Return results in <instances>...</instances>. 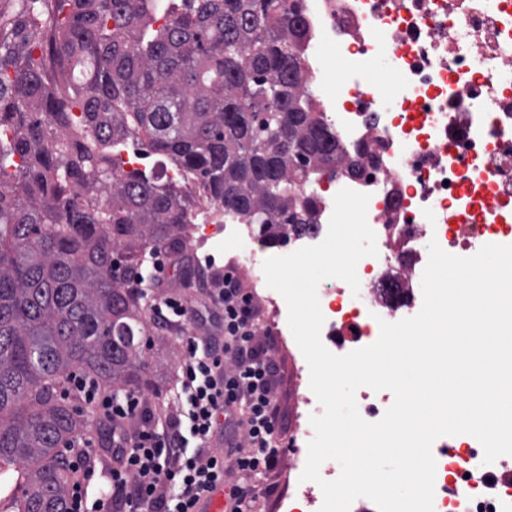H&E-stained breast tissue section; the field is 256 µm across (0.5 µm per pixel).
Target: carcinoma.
I'll return each instance as SVG.
<instances>
[{
	"instance_id": "cac0c4a2",
	"label": "carcinoma",
	"mask_w": 512,
	"mask_h": 512,
	"mask_svg": "<svg viewBox=\"0 0 512 512\" xmlns=\"http://www.w3.org/2000/svg\"><path fill=\"white\" fill-rule=\"evenodd\" d=\"M308 39L283 0L0 8V512H67L63 450L90 426L71 373L148 385L156 341L126 272L183 247L191 195L123 170L119 147L168 155L267 245L319 224L303 188L348 149L305 90Z\"/></svg>"
}]
</instances>
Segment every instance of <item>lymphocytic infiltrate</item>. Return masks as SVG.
Listing matches in <instances>:
<instances>
[{"label": "lymphocytic infiltrate", "mask_w": 512, "mask_h": 512, "mask_svg": "<svg viewBox=\"0 0 512 512\" xmlns=\"http://www.w3.org/2000/svg\"><path fill=\"white\" fill-rule=\"evenodd\" d=\"M173 260L162 250L145 268L129 273L130 284L150 296L151 317L163 328H182L181 297L154 296ZM203 335L187 337L177 370L171 409L151 412L135 390L106 391L73 376L72 386L107 422L106 444L80 437L67 464L79 477L68 497L69 512H191L199 497L224 484L234 512H251L252 477L278 464L275 441L284 426L276 398L271 343L258 336L256 310L232 274L210 291ZM224 438L212 450L214 435Z\"/></svg>", "instance_id": "obj_1"}]
</instances>
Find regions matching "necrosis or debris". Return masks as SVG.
I'll return each instance as SVG.
<instances>
[{"mask_svg": "<svg viewBox=\"0 0 512 512\" xmlns=\"http://www.w3.org/2000/svg\"><path fill=\"white\" fill-rule=\"evenodd\" d=\"M306 56L337 137L368 153L366 176L327 178L324 218L297 247L321 243L336 193L369 194L378 254L357 265L359 293L325 281L323 336L356 326L358 346L380 321L414 316L437 240L467 257L512 245V0H303ZM382 64L389 91L370 83ZM434 512H512V485H487L481 444L442 437L434 455Z\"/></svg>", "mask_w": 512, "mask_h": 512, "instance_id": "1", "label": "necrosis or debris"}]
</instances>
